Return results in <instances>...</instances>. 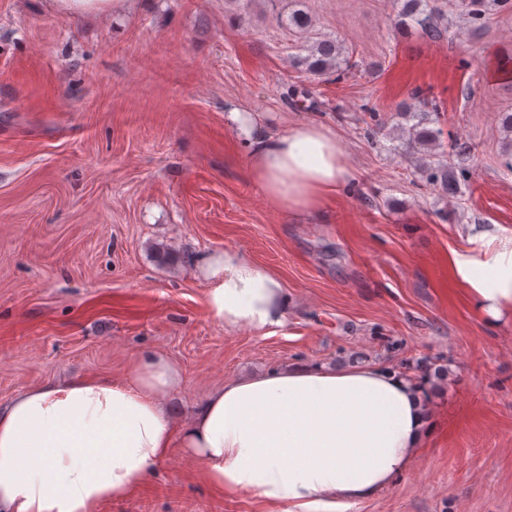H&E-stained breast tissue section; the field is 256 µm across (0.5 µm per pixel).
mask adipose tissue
<instances>
[{
	"instance_id": "ef3b65f1",
	"label": "adipose tissue",
	"mask_w": 512,
	"mask_h": 512,
	"mask_svg": "<svg viewBox=\"0 0 512 512\" xmlns=\"http://www.w3.org/2000/svg\"><path fill=\"white\" fill-rule=\"evenodd\" d=\"M229 119L248 136V178L291 218L320 213L352 177L323 125L258 133L245 113ZM477 240L483 258L452 253L450 274L476 310L495 320L512 315V237ZM199 270L212 283L208 307L225 327L284 325L288 297L267 267L227 249ZM184 383L181 366L154 351L116 378L21 392L0 408V512H99L135 496L177 444L220 492L302 512L350 507L387 488L427 434V383L379 366L320 364L234 379L178 425L166 399Z\"/></svg>"
}]
</instances>
